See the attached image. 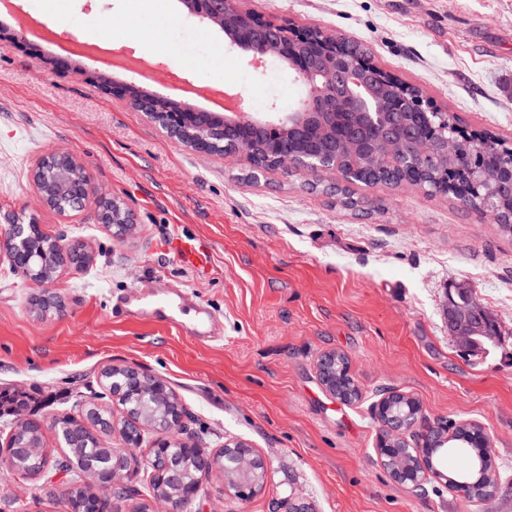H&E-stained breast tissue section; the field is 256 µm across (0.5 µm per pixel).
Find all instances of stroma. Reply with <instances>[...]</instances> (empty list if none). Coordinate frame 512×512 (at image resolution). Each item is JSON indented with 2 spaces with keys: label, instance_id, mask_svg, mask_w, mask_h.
<instances>
[{
  "label": "stroma",
  "instance_id": "1",
  "mask_svg": "<svg viewBox=\"0 0 512 512\" xmlns=\"http://www.w3.org/2000/svg\"><path fill=\"white\" fill-rule=\"evenodd\" d=\"M132 11L129 0H13L50 32L41 52L0 47V210L36 218L42 230L90 248L82 271L61 269L45 288L62 302L36 316L38 290L0 261V387L31 395L47 457L64 455L53 418L108 406L100 377L134 367L161 380L184 411L181 441L208 454L242 439L265 458L263 492L242 502L204 481L189 512H512V491L486 502L430 482L415 496L377 459L378 390L415 397L429 420L483 427L503 481L512 483V233L493 216L409 185H354L344 204L334 174L255 173L234 157L185 149L147 114L105 94L88 76L98 57L52 72L47 40L132 50L152 74L134 83L169 97L173 76L242 92L249 112H288L304 94L275 58L248 55L187 15ZM242 9L298 28L317 27L359 46L371 63L419 87L467 133L512 145V0H240ZM79 158L96 192L119 198L134 227L121 240L96 203L70 218L45 207L35 161L51 149ZM209 240L203 274L178 264L164 243ZM469 284L498 322L495 347L457 351L444 302L450 281ZM133 288L184 290L215 314L209 338L193 327L112 314ZM346 354L362 398L322 388L318 357ZM68 472L16 474L0 457V512H65Z\"/></svg>",
  "mask_w": 512,
  "mask_h": 512
}]
</instances>
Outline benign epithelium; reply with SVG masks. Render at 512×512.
Instances as JSON below:
<instances>
[{"mask_svg":"<svg viewBox=\"0 0 512 512\" xmlns=\"http://www.w3.org/2000/svg\"><path fill=\"white\" fill-rule=\"evenodd\" d=\"M187 13L205 22L229 40V46H239L236 31L251 32L244 49L251 55V62L260 66L267 57H274L295 71L296 79L305 87L301 107L294 112H268L255 116L239 107L235 112L209 113L197 109L187 101L165 98L139 90L132 84L118 85L103 73H96L89 81L101 86L106 93L127 98L139 111L147 113L181 145L197 152L211 153L213 149L209 136L218 131L233 142L225 154L252 163L254 141L249 132L271 130L274 135L264 141L263 150L271 157L272 167L284 168L299 174L318 170L338 171L336 165V141L317 138L314 130L318 127L336 124V118L345 113L336 111V104L355 111L366 107L365 99L353 94L357 88L377 89L395 77L371 64L357 49L319 28H295L286 22L267 20L260 15L240 7L232 10L233 0H179ZM17 28L0 32L1 47H21L30 43L28 25L16 20ZM316 41V54L308 60L288 52V43L304 46ZM362 119L350 127L347 146L357 150L363 139L373 136L374 151L390 154L402 133L408 134V154L403 166L410 169L441 170V161L457 155L461 141L452 134H443L448 123L447 113L432 112L437 120L438 136H428L417 130L408 120L410 112L402 111L401 101L394 100L387 112H362ZM82 166L72 154L52 150L45 153L34 164L32 180L41 201L63 217L71 212L81 211L93 195L88 177L74 176L75 168ZM483 166L471 164L465 172L472 195L481 199L478 207L495 215L494 194L485 187L482 179ZM101 223L105 224L115 238H122L130 230L128 212L122 202L115 198L99 200ZM7 224L0 256L7 257L13 269L21 272L27 281L41 285L50 280L60 266L86 268L92 262V255L81 248L71 247L56 239L48 240L40 231V224L30 218L23 224L13 214L3 216ZM449 335L459 351L471 354L476 344V335H494L497 325L491 320L472 289L463 283L452 282L446 297ZM317 373L321 385L335 399L343 404H353L361 392L350 369L348 357L342 353L328 351L317 361ZM139 390L159 400L164 409L157 415L161 423L156 430L169 432L175 429L181 419L178 402L167 387L159 380L131 368L112 371V396L123 404L125 395ZM397 403H411L415 406L414 419H398L390 415L391 406ZM373 414L382 426L378 439L377 458L387 464L389 449L401 443L408 444V435L414 427L426 424L420 403L413 396L398 390H388L372 407ZM123 423L119 429L125 447L137 448L142 444V420L131 411L122 410ZM452 437L450 428H438V435L421 440L425 453L411 464L397 466L391 470L398 484L415 492L427 475L437 481L448 483V475L440 470H430L429 463L438 449L447 446ZM172 444L161 441L153 450L150 459V476L161 486L175 490L154 492L150 512H180V506L196 497L201 484H189L184 480L181 456L196 457L202 474L222 477L224 496L250 500L264 488L268 465L263 456L251 445L241 440L224 444L218 455H208L203 450L182 444L177 452H171ZM7 462L14 469L26 470L33 453L7 445ZM113 463L105 465V459L89 461L99 476L100 486L118 488L121 472L126 469L122 449L112 451Z\"/></svg>","mask_w":512,"mask_h":512,"instance_id":"1","label":"benign epithelium"}]
</instances>
